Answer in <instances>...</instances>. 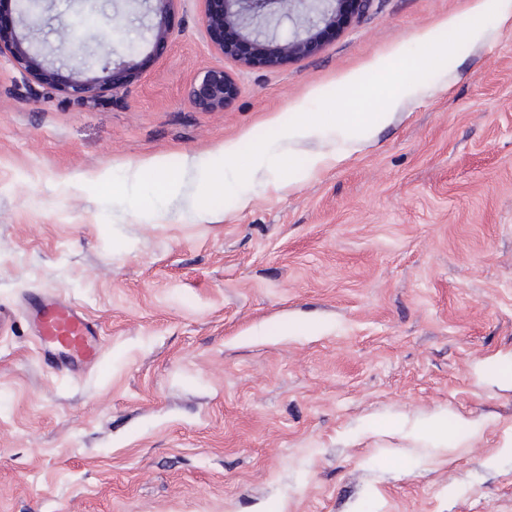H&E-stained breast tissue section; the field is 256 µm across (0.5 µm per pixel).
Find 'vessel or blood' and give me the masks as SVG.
I'll return each mask as SVG.
<instances>
[{"label":"vessel or blood","mask_w":512,"mask_h":512,"mask_svg":"<svg viewBox=\"0 0 512 512\" xmlns=\"http://www.w3.org/2000/svg\"><path fill=\"white\" fill-rule=\"evenodd\" d=\"M27 305L45 356L62 358L73 370L97 358V331L78 306L48 293L29 295Z\"/></svg>","instance_id":"1"}]
</instances>
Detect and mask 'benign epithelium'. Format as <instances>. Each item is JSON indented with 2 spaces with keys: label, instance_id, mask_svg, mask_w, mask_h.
I'll return each instance as SVG.
<instances>
[{
  "label": "benign epithelium",
  "instance_id": "7a95c632",
  "mask_svg": "<svg viewBox=\"0 0 512 512\" xmlns=\"http://www.w3.org/2000/svg\"><path fill=\"white\" fill-rule=\"evenodd\" d=\"M14 0H0V56L6 55L23 78L56 90L67 98L92 104L108 91L124 85L136 66L135 51L95 67L86 63L71 69L67 80L28 45L22 27L39 25L34 9L16 13ZM373 0H204L202 24L214 50L245 68L289 61L311 52L337 35L371 8ZM293 30L284 37L281 23ZM93 76H88V73ZM237 93L224 71L212 68L201 73L186 89L189 103L200 112H222Z\"/></svg>",
  "mask_w": 512,
  "mask_h": 512
}]
</instances>
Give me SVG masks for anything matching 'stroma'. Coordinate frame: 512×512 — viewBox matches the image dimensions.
Listing matches in <instances>:
<instances>
[{
	"label": "stroma",
	"mask_w": 512,
	"mask_h": 512,
	"mask_svg": "<svg viewBox=\"0 0 512 512\" xmlns=\"http://www.w3.org/2000/svg\"><path fill=\"white\" fill-rule=\"evenodd\" d=\"M469 3L374 0L309 55L245 69L204 0H174L161 45L142 0H44L36 49L61 56L67 28L113 57L109 30L70 28L107 14L138 67L84 107L0 58V512H512L511 27L484 16L368 141L306 142L298 181L259 165L191 217L198 159ZM213 67L239 92L196 111L185 89ZM44 290L102 330L77 372L25 317ZM438 415L458 446L418 433Z\"/></svg>",
	"instance_id": "obj_1"
}]
</instances>
